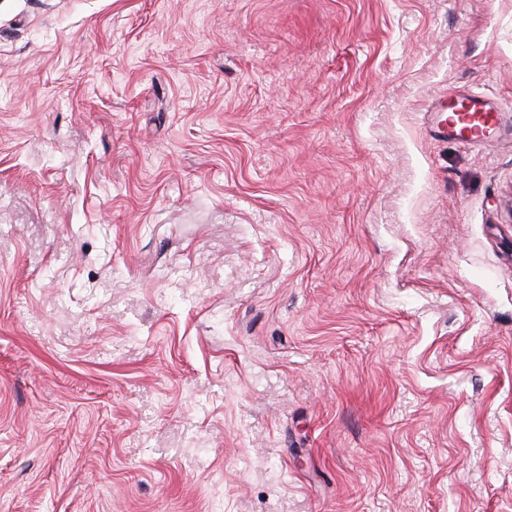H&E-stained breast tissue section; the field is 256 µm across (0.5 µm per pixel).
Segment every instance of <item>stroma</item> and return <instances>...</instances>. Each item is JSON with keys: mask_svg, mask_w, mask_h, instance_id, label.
Here are the masks:
<instances>
[{"mask_svg": "<svg viewBox=\"0 0 512 512\" xmlns=\"http://www.w3.org/2000/svg\"><path fill=\"white\" fill-rule=\"evenodd\" d=\"M0 512H512V0H0ZM456 104H463L464 111L456 112ZM448 112L437 123L435 132L448 133L459 142L477 145L485 142L487 135L497 126L499 114L497 110L480 94H468L452 99L448 107L442 111Z\"/></svg>", "mask_w": 512, "mask_h": 512, "instance_id": "obj_1", "label": "stroma"}]
</instances>
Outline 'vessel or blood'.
I'll list each match as a JSON object with an SVG mask.
<instances>
[{
	"label": "vessel or blood",
	"instance_id": "vessel-or-blood-1",
	"mask_svg": "<svg viewBox=\"0 0 512 512\" xmlns=\"http://www.w3.org/2000/svg\"><path fill=\"white\" fill-rule=\"evenodd\" d=\"M463 111L448 107V115L439 121L437 133L455 137L459 142L477 145L485 142L487 135L497 126V110L479 94L460 96Z\"/></svg>",
	"mask_w": 512,
	"mask_h": 512
}]
</instances>
